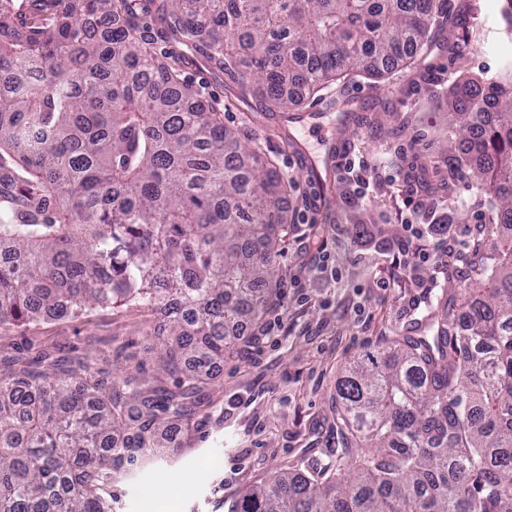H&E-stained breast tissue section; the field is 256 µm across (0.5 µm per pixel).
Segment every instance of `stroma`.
I'll use <instances>...</instances> for the list:
<instances>
[{
  "instance_id": "obj_1",
  "label": "stroma",
  "mask_w": 512,
  "mask_h": 512,
  "mask_svg": "<svg viewBox=\"0 0 512 512\" xmlns=\"http://www.w3.org/2000/svg\"><path fill=\"white\" fill-rule=\"evenodd\" d=\"M502 0H450L432 25L433 40L413 67L377 81L363 75L324 101L293 112H263L243 100L224 73L186 47L167 42L150 22L155 0L136 10L158 51L179 65L227 129L261 144L294 187L287 200L292 224L278 259L281 295L262 320L273 333L248 351L225 352L213 386L200 401L179 451L159 448L112 473L110 512H144L146 495L164 512H225L224 501L278 466L321 460L336 445V383L386 338L414 335L418 322L444 312L439 291L467 282L453 271L421 264L418 278L399 265L397 245L410 224L428 227L430 253L448 248L467 226L492 224L489 192L472 175L451 107L453 86L466 78L493 79L501 68ZM388 158L371 172L368 190L338 167V156ZM318 166L322 181L308 178ZM337 188L328 195L323 182ZM376 228L365 245L363 225ZM329 257L320 268L314 242ZM160 314L128 306L95 310L84 320L47 319L0 334V369L8 360L51 351L61 368L73 357L106 358L109 383L156 372L160 348L145 331ZM191 473L189 493L169 498L173 481Z\"/></svg>"
}]
</instances>
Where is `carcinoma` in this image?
I'll return each mask as SVG.
<instances>
[{"instance_id":"carcinoma-1","label":"carcinoma","mask_w":512,"mask_h":512,"mask_svg":"<svg viewBox=\"0 0 512 512\" xmlns=\"http://www.w3.org/2000/svg\"><path fill=\"white\" fill-rule=\"evenodd\" d=\"M17 0L0 14V333L118 304L165 324L152 377L106 387L88 364L0 373V512H107L112 469L180 447L226 327L260 319L290 219L288 180L224 127L142 36L134 0ZM448 0H159L268 112L355 73L415 64ZM27 24L21 36L13 21ZM111 25L108 39L92 26ZM296 82L293 92L286 83ZM473 175L512 224V61L454 91ZM448 316L395 337L336 387L339 445L278 469L230 512H512V244ZM175 379V389L167 379ZM367 449L357 451L359 443Z\"/></svg>"}]
</instances>
